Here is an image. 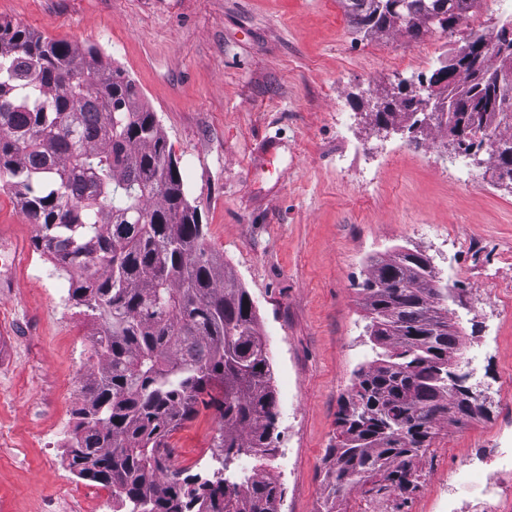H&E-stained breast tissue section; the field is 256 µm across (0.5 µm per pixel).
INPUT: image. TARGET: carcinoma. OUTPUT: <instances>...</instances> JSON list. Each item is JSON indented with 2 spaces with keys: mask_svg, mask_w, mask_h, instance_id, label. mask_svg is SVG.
Wrapping results in <instances>:
<instances>
[{
  "mask_svg": "<svg viewBox=\"0 0 512 512\" xmlns=\"http://www.w3.org/2000/svg\"><path fill=\"white\" fill-rule=\"evenodd\" d=\"M476 0H344L356 32L395 29L411 38L439 30ZM489 42L512 45V23ZM472 61L440 62L428 85H444L446 111L429 112L438 129L455 116L457 98L473 102L466 149L491 150L494 167L511 164L512 128L496 91L476 83ZM419 104L403 96L377 118H411ZM489 121L482 123L483 115ZM8 176L37 228L34 245L68 277L69 299L102 320L94 340L97 367L83 385L77 422L65 444L70 471L112 488L126 512H274L277 483L254 470L226 476L236 457H271L276 396L266 341L245 288L218 265L204 225L187 200L177 161L155 113L136 84L93 52L17 24L0 23V176ZM370 339L383 349L360 369L337 416L326 472L333 496L349 486L409 484L413 460L448 419L453 384L448 359L459 360L453 295L427 257L400 252L373 260L362 284ZM214 408L224 427L214 447L224 469L203 478L176 469L168 439L197 407Z\"/></svg>",
  "mask_w": 512,
  "mask_h": 512,
  "instance_id": "cac0c4a2",
  "label": "carcinoma"
}]
</instances>
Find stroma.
<instances>
[{
  "label": "stroma",
  "instance_id": "35a3bbf8",
  "mask_svg": "<svg viewBox=\"0 0 512 512\" xmlns=\"http://www.w3.org/2000/svg\"><path fill=\"white\" fill-rule=\"evenodd\" d=\"M0 21L98 51L155 112L186 197L227 275L246 288L271 363L276 455L235 459L277 482L283 512H323L328 450L356 372L379 348L359 285L370 257L429 258L459 281L462 350L491 396L488 417L442 426L402 490L367 484L338 512H448V469L479 448H512V190L458 184L444 134H376L370 104L430 77L468 29L359 37L341 0H0ZM378 173L364 190L357 172ZM36 229L0 185V512H94L93 482L64 459L92 368L95 319L34 247ZM215 410L169 438L177 467L211 477L224 457Z\"/></svg>",
  "mask_w": 512,
  "mask_h": 512
}]
</instances>
